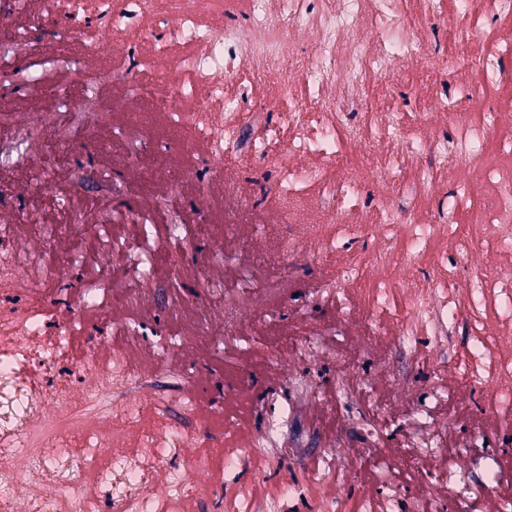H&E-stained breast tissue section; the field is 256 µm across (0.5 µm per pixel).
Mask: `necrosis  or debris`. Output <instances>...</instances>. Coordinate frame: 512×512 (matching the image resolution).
Masks as SVG:
<instances>
[{"instance_id": "obj_1", "label": "necrosis or debris", "mask_w": 512, "mask_h": 512, "mask_svg": "<svg viewBox=\"0 0 512 512\" xmlns=\"http://www.w3.org/2000/svg\"><path fill=\"white\" fill-rule=\"evenodd\" d=\"M89 26H80V19ZM512 0H0V72L26 62L28 96L50 111L0 117V479L10 512H512L495 450L512 416V126L499 90L512 46L496 39ZM454 44L440 51L437 28ZM416 61L436 92L407 128L372 89L402 85ZM473 82L456 102L448 66ZM83 82L49 81L48 67ZM273 84L257 111L241 100ZM152 99L157 113L128 109ZM162 124L181 164L161 192L133 197L142 140L125 173L100 162V127ZM272 179L254 192L247 170ZM474 218L449 223L468 182ZM191 195L186 210L173 199ZM55 198L56 220H37ZM130 200L113 217L75 198ZM106 235L94 253L76 243ZM199 289L185 294L184 260ZM361 244L344 250V242ZM170 268L156 273V258ZM235 266L215 276L216 262ZM90 276L71 288L69 272ZM292 313L285 347L250 334ZM108 341L69 352L88 313ZM186 321L189 337L150 339L146 315ZM245 345L272 381L260 423L232 405L251 376L222 382L210 437L190 362L198 342ZM335 363L330 392L306 365ZM483 415L455 439L456 405ZM336 407L335 433L311 449L295 428ZM224 448L214 471L193 445ZM419 478L412 498L389 478ZM249 478H239V471Z\"/></svg>"}]
</instances>
